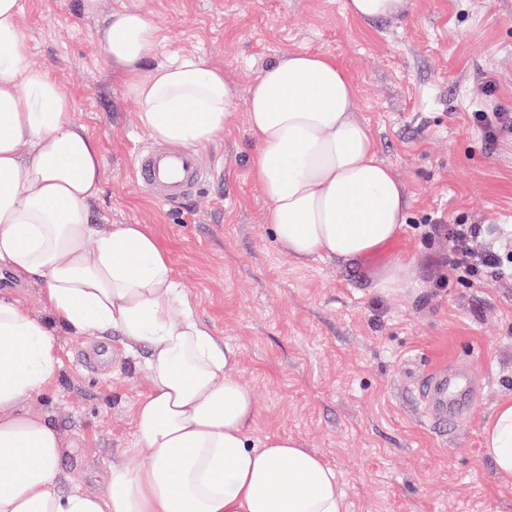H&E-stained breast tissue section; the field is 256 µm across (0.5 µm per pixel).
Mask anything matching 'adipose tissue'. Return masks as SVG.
I'll return each instance as SVG.
<instances>
[{"instance_id":"obj_1","label":"adipose tissue","mask_w":512,"mask_h":512,"mask_svg":"<svg viewBox=\"0 0 512 512\" xmlns=\"http://www.w3.org/2000/svg\"><path fill=\"white\" fill-rule=\"evenodd\" d=\"M19 0H0V261L42 283L45 318L0 296V512H346L336 472L291 438H253L257 404L237 352L195 314L158 233L91 224L102 183L94 136L48 69L29 65ZM161 40L138 12L112 15L105 52L129 78L155 139L223 138L235 93L223 70L181 56L148 65ZM356 88L327 52L285 53L249 89V170L286 257L377 267L392 292L405 263V186L354 114ZM118 331L147 351L135 407L141 451L108 467V493L64 476L60 432L24 403L57 373L56 331ZM498 473L512 476V399L484 428Z\"/></svg>"}]
</instances>
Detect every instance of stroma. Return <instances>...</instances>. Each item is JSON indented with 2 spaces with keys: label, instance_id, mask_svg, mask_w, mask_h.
Masks as SVG:
<instances>
[{
  "label": "stroma",
  "instance_id": "1",
  "mask_svg": "<svg viewBox=\"0 0 512 512\" xmlns=\"http://www.w3.org/2000/svg\"><path fill=\"white\" fill-rule=\"evenodd\" d=\"M29 64L48 68L72 118L96 138L103 184L95 224H145L166 244L197 316L238 353L253 389L254 437L288 436L342 482L347 512H512L482 431L512 399V283L469 284L448 269L432 224L512 225V133L488 140L473 112L512 113V0H410L370 24L345 0H19ZM144 13L162 41L148 64L195 55L236 93L221 140L198 146L211 179L165 206L141 194L133 157L147 131L127 77L104 49L110 16ZM329 52L356 87L357 117L410 195L397 246L405 279L375 288L372 268L284 257L253 182L248 89L284 52ZM61 366L26 403L73 447L63 474L106 493L101 473L138 449L134 407L144 352L119 333L56 334ZM468 368L476 394L455 428L422 414L420 387Z\"/></svg>",
  "mask_w": 512,
  "mask_h": 512
}]
</instances>
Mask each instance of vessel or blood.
I'll return each instance as SVG.
<instances>
[{
  "mask_svg": "<svg viewBox=\"0 0 512 512\" xmlns=\"http://www.w3.org/2000/svg\"><path fill=\"white\" fill-rule=\"evenodd\" d=\"M207 175L198 155L190 150L170 149L150 142L136 153L133 176L137 186L153 199L172 203L197 193ZM448 401H440L435 391L423 396L428 418L439 423H451L462 416L469 400V382L465 376L448 377Z\"/></svg>",
  "mask_w": 512,
  "mask_h": 512,
  "instance_id": "1",
  "label": "vessel or blood"
}]
</instances>
